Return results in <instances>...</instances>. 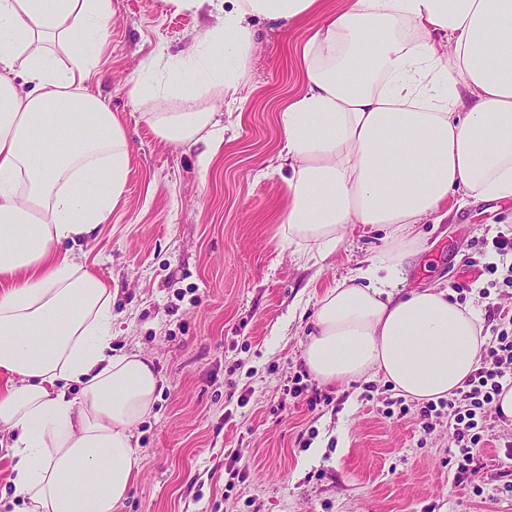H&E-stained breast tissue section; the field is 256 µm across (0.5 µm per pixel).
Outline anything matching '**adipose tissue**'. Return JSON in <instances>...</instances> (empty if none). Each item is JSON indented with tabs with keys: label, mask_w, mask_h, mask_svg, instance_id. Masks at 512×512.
Segmentation results:
<instances>
[{
	"label": "adipose tissue",
	"mask_w": 512,
	"mask_h": 512,
	"mask_svg": "<svg viewBox=\"0 0 512 512\" xmlns=\"http://www.w3.org/2000/svg\"><path fill=\"white\" fill-rule=\"evenodd\" d=\"M319 16L305 42V92L282 113L288 205L278 234L328 259L353 224L382 229L367 267L318 298L304 363L321 383L382 377L419 402L453 397L486 342L478 310L447 289L390 294L418 251L416 224L449 199H512V0H235L162 89L176 112L146 118L171 143L224 142L201 98L241 102L251 18ZM112 0H0V431L19 512H118L139 468L135 430L162 379L112 351V290L77 262L121 201L130 147L86 83L106 48ZM53 150L50 163L39 152ZM78 385L70 395L69 385Z\"/></svg>",
	"instance_id": "1"
}]
</instances>
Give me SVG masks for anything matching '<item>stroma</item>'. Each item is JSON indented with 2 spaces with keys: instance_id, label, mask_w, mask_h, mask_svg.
I'll return each mask as SVG.
<instances>
[{
  "instance_id": "obj_1",
  "label": "stroma",
  "mask_w": 512,
  "mask_h": 512,
  "mask_svg": "<svg viewBox=\"0 0 512 512\" xmlns=\"http://www.w3.org/2000/svg\"><path fill=\"white\" fill-rule=\"evenodd\" d=\"M224 0L176 9L170 0H112L111 38L91 89L131 143L121 202L75 253L112 290V349L149 358L163 379L137 430L140 469L120 512H512V424L490 418L474 477L456 478L447 420L423 430L419 402L385 418L383 379L307 383L331 397L309 410L289 394L315 303L367 266L382 241L350 225L323 262L299 260L277 229L287 204L277 169L285 105L304 90L300 53L316 18L252 19L256 51L244 103L205 100L235 137L209 166L203 144H174L149 125L135 80L185 63ZM416 231L419 253L394 282L412 290L469 281L482 319L512 312L494 284L492 240L512 238V199L471 198ZM490 296H482V288ZM245 471L230 483L228 468Z\"/></svg>"
}]
</instances>
